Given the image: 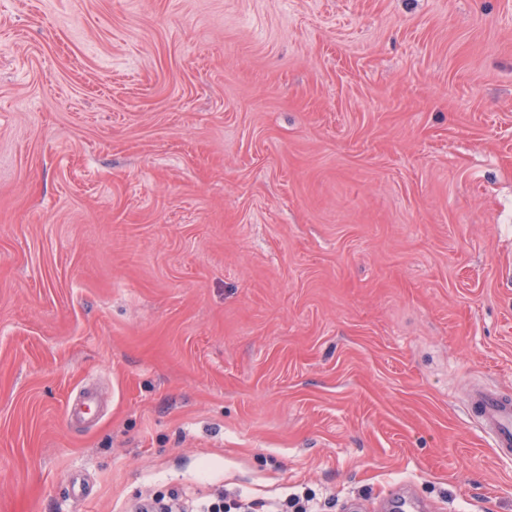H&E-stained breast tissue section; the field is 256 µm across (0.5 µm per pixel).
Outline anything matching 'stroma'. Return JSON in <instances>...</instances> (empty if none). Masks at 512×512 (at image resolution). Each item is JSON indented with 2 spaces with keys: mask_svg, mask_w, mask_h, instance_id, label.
Returning <instances> with one entry per match:
<instances>
[{
  "mask_svg": "<svg viewBox=\"0 0 512 512\" xmlns=\"http://www.w3.org/2000/svg\"><path fill=\"white\" fill-rule=\"evenodd\" d=\"M474 381L512 393V0H0V512H512Z\"/></svg>",
  "mask_w": 512,
  "mask_h": 512,
  "instance_id": "stroma-1",
  "label": "stroma"
}]
</instances>
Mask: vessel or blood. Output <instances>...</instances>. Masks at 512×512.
Instances as JSON below:
<instances>
[{
  "label": "vessel or blood",
  "mask_w": 512,
  "mask_h": 512,
  "mask_svg": "<svg viewBox=\"0 0 512 512\" xmlns=\"http://www.w3.org/2000/svg\"><path fill=\"white\" fill-rule=\"evenodd\" d=\"M466 406L498 457L512 460V396L489 386H472Z\"/></svg>",
  "instance_id": "vessel-or-blood-1"
}]
</instances>
